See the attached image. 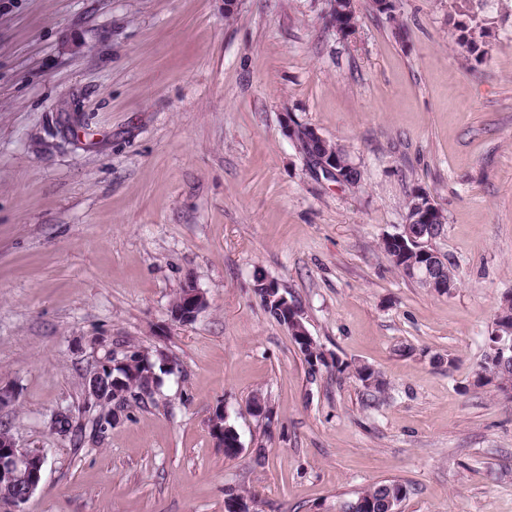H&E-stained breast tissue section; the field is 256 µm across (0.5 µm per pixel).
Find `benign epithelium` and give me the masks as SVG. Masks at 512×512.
<instances>
[{
	"label": "benign epithelium",
	"instance_id": "7a95c632",
	"mask_svg": "<svg viewBox=\"0 0 512 512\" xmlns=\"http://www.w3.org/2000/svg\"><path fill=\"white\" fill-rule=\"evenodd\" d=\"M284 125L288 136L299 148L302 147L304 140L310 143L324 141V137L315 128L298 124L290 116L284 117ZM303 156L329 178L341 180L346 173L345 159L334 152L313 156L305 152ZM410 200L412 203L405 224L400 231L386 236V239L391 243L400 244L404 237H409L418 255V261L410 262L407 267L409 276L427 288L451 292L454 289L452 282H442L439 278V269L448 264V260L434 245V235L444 234V213L433 196L422 188L414 189L410 194ZM254 288L257 294L265 298V303L275 306L285 315L283 327L293 342L306 346L311 335L305 326L304 312L281 292L279 284L265 278L256 282ZM207 307L205 295L194 286L187 287L181 292L179 300L171 305L170 316L175 322L189 324L195 322ZM490 336L494 338L491 347L499 358L512 360V329L496 324ZM136 363L152 364L149 353L140 349H130L121 357L114 353L112 357L103 359L96 370L84 379V405L99 413H111L112 423H119L121 408L125 402L134 397L145 399L154 390L151 384H145L137 389L129 387L126 380L116 373V369ZM108 374L112 376V404L109 407L104 405L96 387L97 381ZM210 431L218 447L228 445V452L235 455L244 450L240 435L235 427L228 424L224 409L219 408L213 412L210 418ZM46 463L47 457L44 453L19 448L13 439L0 434V487L15 483L21 486V490L11 496H0V509L3 512H25L24 505L39 487Z\"/></svg>",
	"mask_w": 512,
	"mask_h": 512
}]
</instances>
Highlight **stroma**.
I'll use <instances>...</instances> for the list:
<instances>
[{
	"mask_svg": "<svg viewBox=\"0 0 512 512\" xmlns=\"http://www.w3.org/2000/svg\"><path fill=\"white\" fill-rule=\"evenodd\" d=\"M0 0V427L46 455L26 512H342L381 481L401 512H512V399L473 384L512 293V0ZM483 29L477 57L460 24ZM403 34H396V25ZM358 184L309 165L285 116ZM458 285L381 247L414 188ZM276 280L329 362L310 370L253 291ZM208 308L174 322L185 284ZM177 369L101 437L50 429L130 349ZM369 365L371 392L336 360ZM261 396L271 417L254 415ZM224 408L243 452L209 428ZM336 2V8L333 4ZM335 2L328 1L327 18L332 26L336 28L337 32L344 33L347 29L348 22L351 17L355 20V10L353 0H335Z\"/></svg>",
	"mask_w": 512,
	"mask_h": 512,
	"instance_id": "obj_1",
	"label": "stroma"
}]
</instances>
